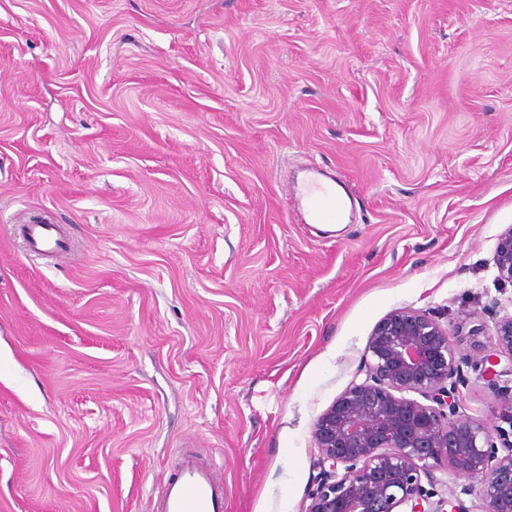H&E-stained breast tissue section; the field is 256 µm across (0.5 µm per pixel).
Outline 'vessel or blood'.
Here are the masks:
<instances>
[{
	"label": "vessel or blood",
	"mask_w": 512,
	"mask_h": 512,
	"mask_svg": "<svg viewBox=\"0 0 512 512\" xmlns=\"http://www.w3.org/2000/svg\"><path fill=\"white\" fill-rule=\"evenodd\" d=\"M287 194L297 210L300 223L339 222L352 200L343 193L340 180L314 168L302 178L288 181ZM31 252L47 256L66 251L67 243L52 224H33L27 233ZM153 512H224V492L211 466L193 460L162 482Z\"/></svg>",
	"instance_id": "obj_1"
}]
</instances>
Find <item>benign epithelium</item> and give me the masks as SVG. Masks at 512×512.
<instances>
[{"label": "benign epithelium", "instance_id": "benign-epithelium-1", "mask_svg": "<svg viewBox=\"0 0 512 512\" xmlns=\"http://www.w3.org/2000/svg\"><path fill=\"white\" fill-rule=\"evenodd\" d=\"M495 281L512 286V225L497 238ZM494 346L479 360L480 376L497 386L512 368V312L492 313ZM448 330L429 312L396 309L375 326L364 381L352 382L314 421L319 469L307 512H465L455 494L439 497L436 472L465 477L482 512H512V386H503L501 422L491 430L460 414L462 365ZM414 392L419 401L406 396Z\"/></svg>", "mask_w": 512, "mask_h": 512}]
</instances>
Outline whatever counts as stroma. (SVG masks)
<instances>
[{
  "label": "stroma",
  "mask_w": 512,
  "mask_h": 512,
  "mask_svg": "<svg viewBox=\"0 0 512 512\" xmlns=\"http://www.w3.org/2000/svg\"><path fill=\"white\" fill-rule=\"evenodd\" d=\"M306 164L351 223L294 217ZM511 225L512 0H0V512H151L189 455L225 512H306L380 319L491 347ZM27 238L30 251L37 255H55L67 249L65 239L54 224H31ZM493 263L497 274L495 281L500 286H512V225L508 226L497 238Z\"/></svg>",
  "instance_id": "stroma-1"
}]
</instances>
